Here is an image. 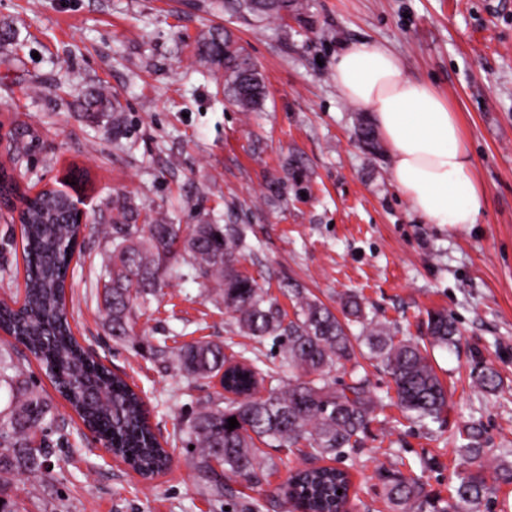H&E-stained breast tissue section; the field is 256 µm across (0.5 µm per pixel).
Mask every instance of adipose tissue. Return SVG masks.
<instances>
[{
	"mask_svg": "<svg viewBox=\"0 0 512 512\" xmlns=\"http://www.w3.org/2000/svg\"><path fill=\"white\" fill-rule=\"evenodd\" d=\"M333 71L342 99L371 109L390 148L398 188L425 223H477L483 192L458 115L435 88L408 77L398 56L379 43L345 46Z\"/></svg>",
	"mask_w": 512,
	"mask_h": 512,
	"instance_id": "adipose-tissue-1",
	"label": "adipose tissue"
}]
</instances>
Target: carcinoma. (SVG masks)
Here are the masks:
<instances>
[{
	"label": "carcinoma",
	"instance_id": "cac0c4a2",
	"mask_svg": "<svg viewBox=\"0 0 512 512\" xmlns=\"http://www.w3.org/2000/svg\"><path fill=\"white\" fill-rule=\"evenodd\" d=\"M224 12L247 22L270 23L304 14V0H219ZM198 56L224 72V97L242 112H260L266 79L258 65L226 31H215L198 45ZM81 108L119 127L121 107L109 91L88 93ZM357 137L375 154L378 136L365 117L357 120ZM71 195L61 189L22 197L20 224L25 264L23 302L0 303V329L12 336L43 365L58 391L83 425L112 445L116 456L144 479L165 471L172 457L150 425L142 397L121 377L89 358L72 332L65 288L73 256ZM100 223L110 225L112 249L105 258L101 303L117 338L134 337V306L147 302L168 285L170 261L188 266L214 283V291L231 315L238 333L252 340L247 347L233 341L197 340L167 345L163 337L155 358L191 380L224 373V396L198 404L186 424L184 442L194 446V466L214 493L229 473L259 484L262 446L284 454L302 453L318 463L290 475L281 495L295 512H350L349 472L326 464L361 454L369 425L382 398L370 389L368 373L358 357L381 363L390 374L397 406L410 418L438 421L448 407V392L429 361L426 347L395 336L368 318L363 298L341 297V315L299 285L281 286L293 298V314L278 298L238 269L253 246L241 224H194L182 227L125 194L102 203ZM361 326L359 335L350 326ZM431 345L456 346L459 331L446 310L428 314ZM278 348L280 360L260 358L266 341ZM366 347L365 352L356 348ZM351 363L350 382L336 383L330 373ZM13 400L0 411V479L6 475L37 476L45 466V439L35 441L53 421L52 409L25 378L24 370L0 357V386ZM234 417L238 426L228 428ZM461 457L477 461L486 453L482 430L471 424L458 430ZM497 479L512 484V448L495 457ZM386 497L393 512H484L488 487L483 465L456 475L448 498L426 489L423 476L389 474Z\"/></svg>",
	"mask_w": 512,
	"mask_h": 512
}]
</instances>
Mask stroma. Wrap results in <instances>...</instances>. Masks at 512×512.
Here are the masks:
<instances>
[{"mask_svg": "<svg viewBox=\"0 0 512 512\" xmlns=\"http://www.w3.org/2000/svg\"><path fill=\"white\" fill-rule=\"evenodd\" d=\"M308 2L305 23L256 28L225 17L217 0H0V28L14 33L0 48V165L26 191L67 188L70 170H83L75 193L92 216L124 192L177 224L247 225L256 251L240 269L288 311L286 280L330 307L356 291L370 317L415 340L426 335L428 311L447 309L460 344L430 356L448 390L444 421L423 425L385 407L366 452L343 462L354 512H392L378 477L386 449L403 457L405 474L434 458L424 480L444 496L462 463L458 428L482 425L488 448H512V0ZM214 27L230 31L263 70V112L225 102L220 72L196 58L197 41ZM364 40L389 47L407 75L431 83L458 113L485 197L476 224L422 223L395 184L389 148L374 157L358 143L360 109L339 96L333 63L342 45ZM97 88L118 95L119 129L79 109ZM296 162L303 176L292 181L286 172ZM109 247L96 228L79 241L68 293L73 332L142 392L172 465L146 481L103 455L40 364L0 333V355L23 366L55 417L47 468L7 477L0 497L21 512H236L252 498L286 512L277 490L305 459L284 462L267 449L261 485L234 477L231 498L213 496L179 430L191 407L221 388L187 382L151 358L163 336L180 344L235 338L233 319L190 276L137 307V337H113L96 296ZM23 288L21 226L0 210V300ZM486 367L499 378L492 392L474 382Z\"/></svg>", "mask_w": 512, "mask_h": 512, "instance_id": "35a3bbf8", "label": "stroma"}]
</instances>
